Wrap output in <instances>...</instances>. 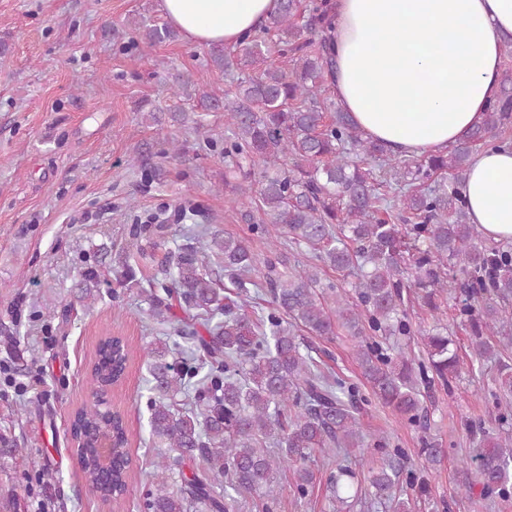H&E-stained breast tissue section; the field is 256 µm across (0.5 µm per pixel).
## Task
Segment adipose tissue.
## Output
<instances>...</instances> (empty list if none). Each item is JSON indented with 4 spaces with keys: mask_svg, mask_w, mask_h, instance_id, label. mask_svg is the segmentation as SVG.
Here are the masks:
<instances>
[{
    "mask_svg": "<svg viewBox=\"0 0 512 512\" xmlns=\"http://www.w3.org/2000/svg\"><path fill=\"white\" fill-rule=\"evenodd\" d=\"M279 0H160L165 17L203 45L242 41ZM512 0H336L332 98L392 152L444 151L481 122L500 93ZM471 223L512 238V149L475 151L465 181Z\"/></svg>",
    "mask_w": 512,
    "mask_h": 512,
    "instance_id": "obj_1",
    "label": "adipose tissue"
}]
</instances>
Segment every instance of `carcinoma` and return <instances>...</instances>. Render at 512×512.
Masks as SVG:
<instances>
[{"mask_svg":"<svg viewBox=\"0 0 512 512\" xmlns=\"http://www.w3.org/2000/svg\"><path fill=\"white\" fill-rule=\"evenodd\" d=\"M332 0H280L252 38L211 52L234 88L203 92L207 110L224 109L230 137L224 147L233 191L250 197L244 219L266 246L263 275L271 311L249 310L257 261L251 242L206 226L190 231L169 253L163 279L146 290L150 315L169 322L171 292L204 321L207 335L188 326L180 341L146 348L151 395L146 401L157 448L152 488L139 512H235L238 497L253 494L270 512L280 493L274 474L292 473L299 497L308 495L315 452L336 461L329 477L334 512L350 507L349 490L367 481L369 494L395 512H412L401 497L403 451L360 422L357 386L321 368L298 332L331 336L344 328L374 395L408 425H421L422 390L472 374L475 365L512 342V247L485 239L470 223L462 196L473 152L512 129V68L484 120L446 155L404 157L367 138L350 115L323 97L334 59ZM150 43L173 40L166 26L142 23ZM274 38L283 66L270 60ZM168 225L133 224L128 249L141 240L164 242ZM318 251L319 261L354 277L351 291L322 282L319 268L293 263L283 237ZM224 270L222 287L215 268ZM432 312L426 328L408 312L410 291ZM464 296L457 319L469 327L471 356L461 362L438 299ZM419 334L427 360L415 362L405 339ZM130 352L122 337L106 334L95 346L90 386L100 391L123 380ZM73 434L89 490L114 512L128 494L129 439L124 415L99 398L76 410ZM106 431L122 466L101 480L86 437ZM475 448L461 462V487L485 500L506 496L512 483V439L479 426ZM373 448L379 466L363 477L352 453ZM191 464V475L181 471Z\"/></svg>","mask_w":512,"mask_h":512,"instance_id":"cac0c4a2","label":"carcinoma"}]
</instances>
